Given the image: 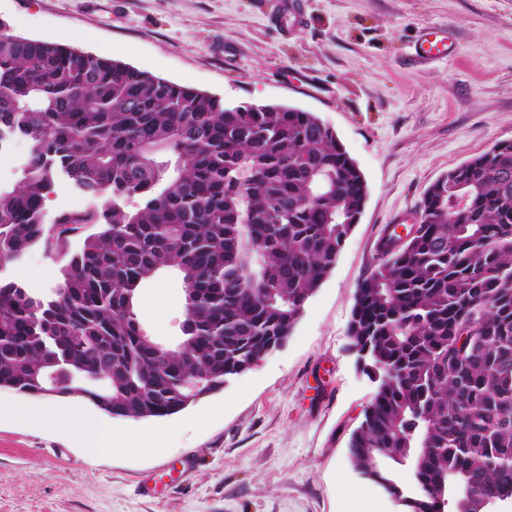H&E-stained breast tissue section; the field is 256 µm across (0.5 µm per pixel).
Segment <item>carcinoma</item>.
<instances>
[{"label":"carcinoma","instance_id":"carcinoma-1","mask_svg":"<svg viewBox=\"0 0 512 512\" xmlns=\"http://www.w3.org/2000/svg\"><path fill=\"white\" fill-rule=\"evenodd\" d=\"M0 133L32 162L0 186V267L41 246L49 291L0 278V389L44 395L54 362L109 388L62 383L114 418L177 413L291 334L363 212L367 185L313 112L224 98L108 57L0 32ZM65 177L88 198L45 223ZM396 249L358 283L348 336L377 391L348 442L354 469L405 512L440 480L512 507V141L438 178ZM81 240L78 248L71 241ZM181 279L186 331L146 339L142 286ZM196 392L184 384L198 379ZM418 449L405 488L380 456Z\"/></svg>","mask_w":512,"mask_h":512}]
</instances>
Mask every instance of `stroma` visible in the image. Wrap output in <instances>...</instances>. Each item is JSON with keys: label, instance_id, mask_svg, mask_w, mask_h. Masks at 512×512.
Instances as JSON below:
<instances>
[{"label": "stroma", "instance_id": "stroma-1", "mask_svg": "<svg viewBox=\"0 0 512 512\" xmlns=\"http://www.w3.org/2000/svg\"><path fill=\"white\" fill-rule=\"evenodd\" d=\"M0 0L22 37L70 45L226 103L316 113L367 184L361 218L287 342L222 391L170 416L153 448L89 455L64 430L0 421V512H401L356 472L347 442L377 385L348 325L358 281L394 216L440 176L512 140V0ZM454 51L418 62L423 34ZM59 265L37 246L0 277L46 291ZM141 321L173 343L180 280L140 290ZM147 483L150 495L137 486Z\"/></svg>", "mask_w": 512, "mask_h": 512}]
</instances>
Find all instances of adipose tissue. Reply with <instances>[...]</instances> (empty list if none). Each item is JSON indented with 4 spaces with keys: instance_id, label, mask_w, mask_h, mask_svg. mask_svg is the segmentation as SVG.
<instances>
[{
    "instance_id": "ef3b65f1",
    "label": "adipose tissue",
    "mask_w": 512,
    "mask_h": 512,
    "mask_svg": "<svg viewBox=\"0 0 512 512\" xmlns=\"http://www.w3.org/2000/svg\"><path fill=\"white\" fill-rule=\"evenodd\" d=\"M13 421L38 425H57L91 451L114 450L131 446L143 447L145 440L139 436L120 435L113 431L110 423L79 409H61L53 401H45L33 408L23 403L0 404V417Z\"/></svg>"
}]
</instances>
